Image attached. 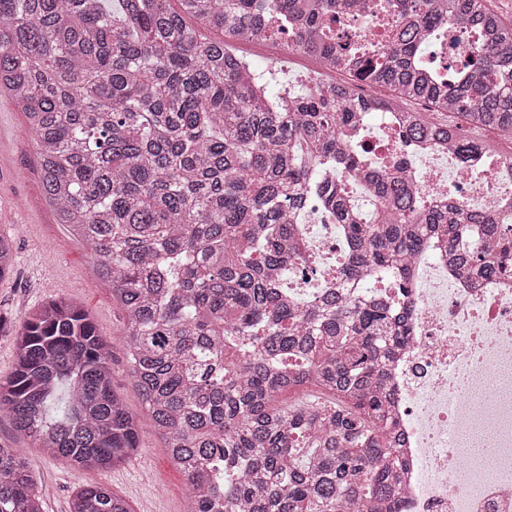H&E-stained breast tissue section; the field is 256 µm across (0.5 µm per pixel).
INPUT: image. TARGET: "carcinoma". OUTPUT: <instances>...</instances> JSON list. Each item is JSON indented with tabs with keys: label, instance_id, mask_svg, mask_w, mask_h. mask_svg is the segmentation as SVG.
I'll return each instance as SVG.
<instances>
[{
	"label": "carcinoma",
	"instance_id": "obj_1",
	"mask_svg": "<svg viewBox=\"0 0 512 512\" xmlns=\"http://www.w3.org/2000/svg\"><path fill=\"white\" fill-rule=\"evenodd\" d=\"M0 0V92L21 105L57 223L88 249L122 311L118 342L155 435L188 486L186 512H398L403 461L385 360L407 313L348 283L370 269L411 284L427 241L455 253L472 282L512 275V223L433 206L354 141L371 103L399 113L408 141L442 123L512 136V21L487 0H376L395 36L378 57L336 45V15L361 0ZM288 19V29L279 26ZM454 22L477 37L459 76L424 56ZM218 32L209 39L204 32ZM288 47L351 75V88L290 93L288 109L222 37ZM386 87L375 99L360 85ZM371 180L360 223L346 180ZM339 225L336 286L288 295L306 252L298 195ZM16 261L0 236V280ZM0 413L76 470L107 471L140 444L142 421L112 387V341L65 296L16 328ZM302 392L285 404L286 392ZM0 512H43L24 450L0 444ZM70 512H133L85 484Z\"/></svg>",
	"mask_w": 512,
	"mask_h": 512
}]
</instances>
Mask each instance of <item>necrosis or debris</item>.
Returning a JSON list of instances; mask_svg holds the SVG:
<instances>
[{
	"mask_svg": "<svg viewBox=\"0 0 512 512\" xmlns=\"http://www.w3.org/2000/svg\"><path fill=\"white\" fill-rule=\"evenodd\" d=\"M335 30L343 45L389 43L388 27L367 12L340 18ZM397 118L365 114L364 127L376 129L369 151L404 156L424 196L512 217V153L475 183L468 175L490 142L474 141L467 155L452 146L415 150L399 137ZM412 276L403 303L411 329L387 365L405 462L401 512H512V277L473 284L442 246L427 248Z\"/></svg>",
	"mask_w": 512,
	"mask_h": 512,
	"instance_id": "4bbe7bcc",
	"label": "necrosis or debris"
}]
</instances>
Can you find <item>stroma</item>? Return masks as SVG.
Listing matches in <instances>:
<instances>
[{"mask_svg": "<svg viewBox=\"0 0 512 512\" xmlns=\"http://www.w3.org/2000/svg\"><path fill=\"white\" fill-rule=\"evenodd\" d=\"M274 49L241 45L271 89H309L301 71L311 59L288 51L285 37ZM27 118L10 97L0 94V234L17 248L13 273L0 279V316L21 323L44 300L62 294L89 311L101 333L116 334L122 313L112 291L93 272L87 249L57 224L41 185L36 144L27 133ZM25 457L43 502V512H69V502L85 482L98 481L126 499L133 512H183L187 494L182 474L150 427H143L140 446L131 458L105 472L72 470L67 461L26 443Z\"/></svg>", "mask_w": 512, "mask_h": 512, "instance_id": "stroma-1", "label": "stroma"}]
</instances>
